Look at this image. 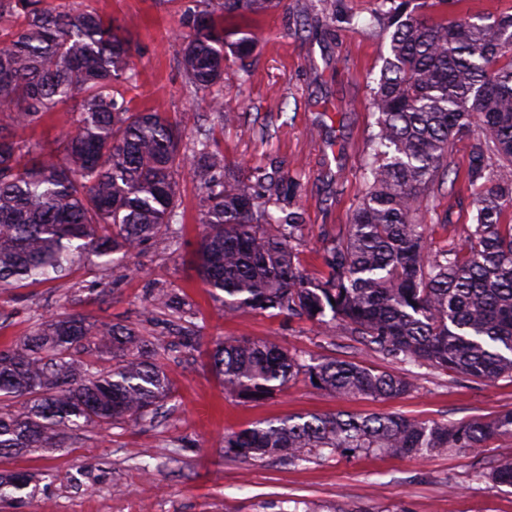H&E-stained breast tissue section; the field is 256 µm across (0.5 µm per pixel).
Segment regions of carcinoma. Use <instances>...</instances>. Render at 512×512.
I'll return each instance as SVG.
<instances>
[{
  "label": "carcinoma",
  "mask_w": 512,
  "mask_h": 512,
  "mask_svg": "<svg viewBox=\"0 0 512 512\" xmlns=\"http://www.w3.org/2000/svg\"><path fill=\"white\" fill-rule=\"evenodd\" d=\"M448 0H377L372 24L390 31V52L372 89L375 131L365 190L350 224L322 249L323 271L297 261L301 216L269 209L279 190L259 171L250 183L227 172L202 114L190 150L166 113L118 100L139 73L122 27L87 6L0 0V289L65 279L81 259L116 269L158 239L181 245L177 177L200 180L206 231L198 272L224 312L249 307L317 320L326 332L404 365L453 371L477 382L512 378V13L424 14ZM277 0H188L180 65L205 109L225 124L242 112L224 101L229 55L258 37L231 33L228 17ZM74 102L75 127L60 142L19 132ZM473 139L468 180L474 223L464 240L443 220L449 242L428 246L422 223L431 190L448 177L449 145ZM498 158L491 167L488 159ZM162 340L127 326L96 325L79 312L46 315L30 335L0 349V454L59 447L93 424L137 422L171 387L158 362ZM211 365L230 398L262 399L302 372L340 398L398 397L411 379L358 363L308 364L278 343L217 341ZM512 436V410L455 424L395 414H310L232 432L224 447L244 459L277 454L290 462L325 453L426 456L480 448ZM480 476L512 485V459ZM29 473L0 476V500H14Z\"/></svg>",
  "instance_id": "cac0c4a2"
}]
</instances>
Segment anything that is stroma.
Listing matches in <instances>:
<instances>
[{
    "instance_id": "obj_1",
    "label": "stroma",
    "mask_w": 512,
    "mask_h": 512,
    "mask_svg": "<svg viewBox=\"0 0 512 512\" xmlns=\"http://www.w3.org/2000/svg\"><path fill=\"white\" fill-rule=\"evenodd\" d=\"M92 6L125 24L138 88L125 91L130 107L178 117L203 110L180 66L181 16L187 0H66ZM376 0H281L227 29L251 28L259 43L250 56L228 59L221 90L241 108V124L217 127L208 118L224 162L240 180L252 169L283 184L281 207L301 213L299 261L308 274L322 268L321 251L348 224L363 190L367 140L374 128L370 97L387 57L389 37L370 28ZM472 142L450 144L452 183L435 190L426 221L431 248L447 232L438 214L468 224L473 191L467 179ZM183 244L170 253L154 243L124 270L77 271L66 281L0 291V348L27 335L42 315L79 312L95 324H120L144 336H163L161 363L172 395L132 425H96L63 447L1 454L0 474L25 471L37 485L33 499L0 502V512H512V485L476 479L480 468L512 458V437L484 447L452 448L429 457L333 453L291 463L277 457L243 460L228 452L224 435L259 421L348 411L391 413L425 421L491 419L512 409V380L491 385L428 367L393 364L317 322L245 309L225 315L197 271L203 226L200 185L178 178ZM184 298L196 339L186 343L179 311L152 308L155 289ZM271 339L319 362L339 359L410 376L412 388L389 400L339 399L296 377L259 402L225 399L209 350L213 341Z\"/></svg>"
}]
</instances>
